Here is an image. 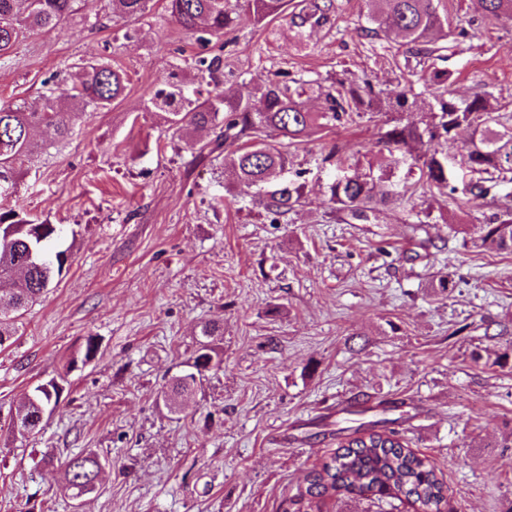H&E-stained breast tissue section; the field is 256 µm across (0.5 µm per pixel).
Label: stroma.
<instances>
[{"label":"stroma","mask_w":512,"mask_h":512,"mask_svg":"<svg viewBox=\"0 0 512 512\" xmlns=\"http://www.w3.org/2000/svg\"><path fill=\"white\" fill-rule=\"evenodd\" d=\"M166 4L117 21L94 0L98 26L32 34L0 60V101L67 98L61 74L97 53L128 75L125 94L69 139L37 132L49 149L0 200L59 225L70 255L0 350V512H295L305 471L333 452L337 429L380 418L351 413L365 397L408 403L407 420L388 416L447 482L443 512H512V368L472 359L512 341V253L473 248L467 235L493 205L512 204V181L490 184L484 200L418 193L369 223L339 221L323 196L339 166L374 161L383 185L405 174L384 168L380 117L355 113L289 146L287 176L304 183L306 205L272 223L225 168L224 150L197 158L152 108L170 73L186 93L215 96L285 72L306 81L313 112L336 78L369 76L387 90L408 80L419 93L424 73L401 39L366 36L365 0H336L330 24L300 37L283 19L257 24L242 2L234 30L210 45L224 80L209 84L193 65L194 37ZM439 10L471 33L444 63L452 94L512 104V23L483 17L476 0H440ZM335 143L341 160L326 161ZM421 211L423 247L407 228ZM206 322L221 329L223 363L170 413L161 396ZM90 334L97 356L69 368ZM54 377L59 407L21 437L12 403ZM87 452L105 469L73 500L65 465Z\"/></svg>","instance_id":"stroma-1"}]
</instances>
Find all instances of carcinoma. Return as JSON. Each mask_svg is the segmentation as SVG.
Wrapping results in <instances>:
<instances>
[{"instance_id": "cac0c4a2", "label": "carcinoma", "mask_w": 512, "mask_h": 512, "mask_svg": "<svg viewBox=\"0 0 512 512\" xmlns=\"http://www.w3.org/2000/svg\"><path fill=\"white\" fill-rule=\"evenodd\" d=\"M112 16L132 18L145 14L151 0H109ZM483 16L512 21V0H478ZM289 0H247L248 9L259 24L271 22L288 10ZM367 35L382 38L396 34L407 52L424 64L447 50L438 38L448 37V16L439 12L435 0H367ZM88 0H0V59L35 31L52 29L72 19ZM171 19L195 37L200 52L195 56L198 72L214 80L224 74V59L208 53L212 39H220L236 26L237 12L230 0H167ZM335 12L334 0H304L291 25L302 32L306 27L325 24ZM430 99L424 103L429 120L424 126L401 123L397 115L419 108L412 86L399 85L386 92L376 88L368 77L360 81L336 80L325 94L321 112L309 111L303 100L305 82L275 73L260 86L243 83L214 97L193 100L183 96L179 82L171 90L159 91L152 106L166 114L168 129L194 144V136L205 131L213 135L214 149H228L227 165L253 200L279 223L304 203V185L284 178L288 151L269 145L274 135L293 141L311 126H327L363 110L386 117L388 129L381 137L390 163L418 169L420 178L402 189L376 190L371 172L341 168L326 186L324 196L331 208L346 217L367 222L376 209L393 201H407V194L419 189H437L455 199L456 167L465 165L481 175L465 187L476 198L486 196L485 182L512 175V112L494 107L483 94L457 99L448 90L452 74L435 70L427 78ZM128 83L124 70L104 57L88 59L73 81L72 102L50 95L39 102L0 103V197L17 193L25 169L23 163L41 154L43 145L32 137V130L44 126L59 140L68 139L76 122L89 112L110 105L123 96ZM466 134L460 156H450L436 144L454 141ZM58 236L56 225L39 221L22 209L0 208V349L18 334V320L35 303L51 281L59 278L68 259L64 250H51ZM470 243L484 251L512 253V207L495 214L485 224L472 225ZM216 323L200 326L202 341L169 387L174 413L194 395L206 373L220 367L219 357L209 338L218 335ZM100 344L97 337H85L83 350L71 364L95 358ZM60 388L54 378L36 385L13 408V428L21 435L38 431L41 413L55 410ZM390 421L371 422L357 436H346L336 450L304 476L298 502L313 508L326 499L338 502L367 500L380 505L391 499H405L423 512H441L448 500V485L438 477L434 466L423 455L409 448ZM101 458L96 453L76 455L66 469L65 489L73 497L98 476Z\"/></svg>"}]
</instances>
